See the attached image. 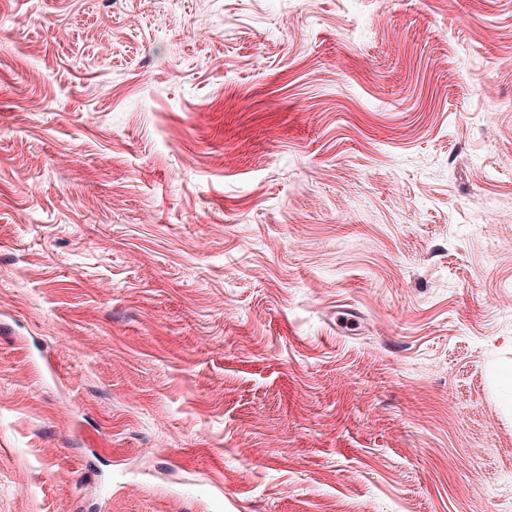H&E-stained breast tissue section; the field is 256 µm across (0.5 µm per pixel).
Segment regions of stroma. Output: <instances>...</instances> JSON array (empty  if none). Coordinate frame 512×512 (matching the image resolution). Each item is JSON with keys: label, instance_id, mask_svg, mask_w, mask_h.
Returning a JSON list of instances; mask_svg holds the SVG:
<instances>
[{"label": "stroma", "instance_id": "stroma-1", "mask_svg": "<svg viewBox=\"0 0 512 512\" xmlns=\"http://www.w3.org/2000/svg\"><path fill=\"white\" fill-rule=\"evenodd\" d=\"M510 364L512 0H0V512H512Z\"/></svg>", "mask_w": 512, "mask_h": 512}]
</instances>
